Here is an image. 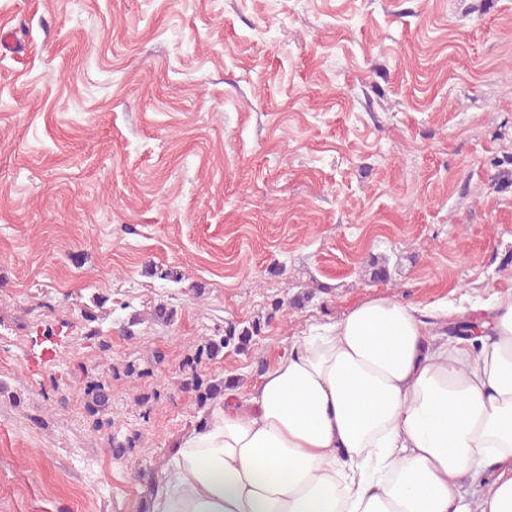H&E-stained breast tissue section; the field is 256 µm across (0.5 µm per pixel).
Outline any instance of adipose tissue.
<instances>
[{
  "label": "adipose tissue",
  "mask_w": 512,
  "mask_h": 512,
  "mask_svg": "<svg viewBox=\"0 0 512 512\" xmlns=\"http://www.w3.org/2000/svg\"><path fill=\"white\" fill-rule=\"evenodd\" d=\"M310 327L180 444L152 512H512V292Z\"/></svg>",
  "instance_id": "1"
}]
</instances>
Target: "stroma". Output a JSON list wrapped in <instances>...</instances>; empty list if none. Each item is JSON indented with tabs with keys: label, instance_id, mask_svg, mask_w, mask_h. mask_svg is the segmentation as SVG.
Here are the masks:
<instances>
[{
	"label": "stroma",
	"instance_id": "stroma-1",
	"mask_svg": "<svg viewBox=\"0 0 512 512\" xmlns=\"http://www.w3.org/2000/svg\"><path fill=\"white\" fill-rule=\"evenodd\" d=\"M0 25V512H141L201 419L180 365L228 323L262 330L201 371L246 384L375 297L512 290V0H0ZM75 371H80L79 377L84 382L83 394L85 396V413L91 421V428L96 432L103 431L104 427H110V423L104 421L103 416L112 406V390L104 382L89 376L88 369L78 365ZM107 434L108 443L112 449V455L117 459H124L132 453L136 447L137 436L135 434H121L120 431H113Z\"/></svg>",
	"mask_w": 512,
	"mask_h": 512
}]
</instances>
